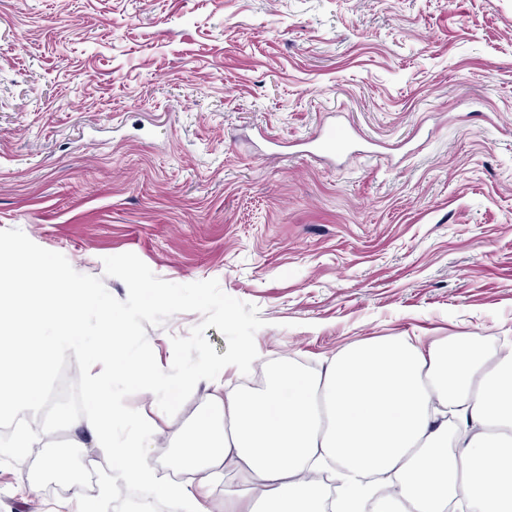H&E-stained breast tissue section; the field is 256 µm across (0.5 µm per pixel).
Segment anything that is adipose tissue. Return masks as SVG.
<instances>
[{
    "mask_svg": "<svg viewBox=\"0 0 512 512\" xmlns=\"http://www.w3.org/2000/svg\"><path fill=\"white\" fill-rule=\"evenodd\" d=\"M97 309L99 327L80 328ZM112 302L52 263L39 275L0 280V405L37 409L32 382L55 353L87 364L86 421L96 448L121 478L157 496L209 512L213 482L231 472L224 512H512V340L494 353L465 344L456 359L444 339L388 336L341 349L320 370L284 358L263 388L221 383L216 366L191 381L214 386L193 421L183 468L195 488L161 481L146 463L159 435L154 418L129 413L111 368L160 397L177 380L126 356Z\"/></svg>",
    "mask_w": 512,
    "mask_h": 512,
    "instance_id": "ef3b65f1",
    "label": "adipose tissue"
}]
</instances>
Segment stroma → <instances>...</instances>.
Listing matches in <instances>:
<instances>
[{
    "label": "stroma",
    "mask_w": 512,
    "mask_h": 512,
    "mask_svg": "<svg viewBox=\"0 0 512 512\" xmlns=\"http://www.w3.org/2000/svg\"><path fill=\"white\" fill-rule=\"evenodd\" d=\"M335 124L375 154L302 142ZM103 278L131 252L159 278L254 304L258 350L319 368L396 334L512 336V0H0V230ZM180 313L146 333L162 368ZM177 388L160 476L208 403ZM53 405L0 458V512L148 499ZM60 459L58 468L45 461ZM38 495H30L31 486Z\"/></svg>",
    "instance_id": "stroma-1"
}]
</instances>
